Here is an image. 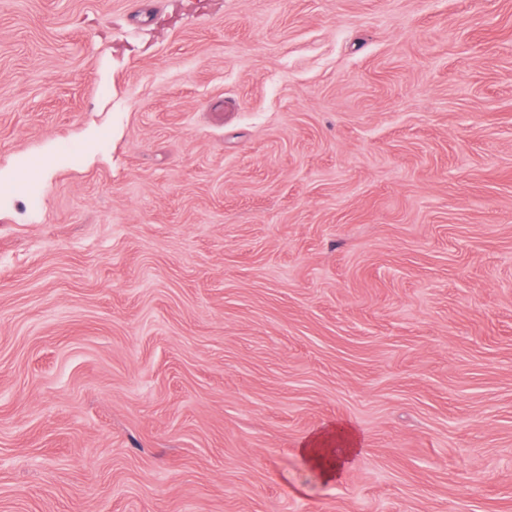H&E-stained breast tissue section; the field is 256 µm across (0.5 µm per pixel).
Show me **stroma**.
I'll return each mask as SVG.
<instances>
[{
  "label": "stroma",
  "mask_w": 512,
  "mask_h": 512,
  "mask_svg": "<svg viewBox=\"0 0 512 512\" xmlns=\"http://www.w3.org/2000/svg\"><path fill=\"white\" fill-rule=\"evenodd\" d=\"M133 2L0 0V512H512V0ZM322 436H313L300 448V451L314 464L328 480L336 478L343 465L348 463L360 450L358 433L349 426L336 427V448L324 446Z\"/></svg>",
  "instance_id": "1"
}]
</instances>
